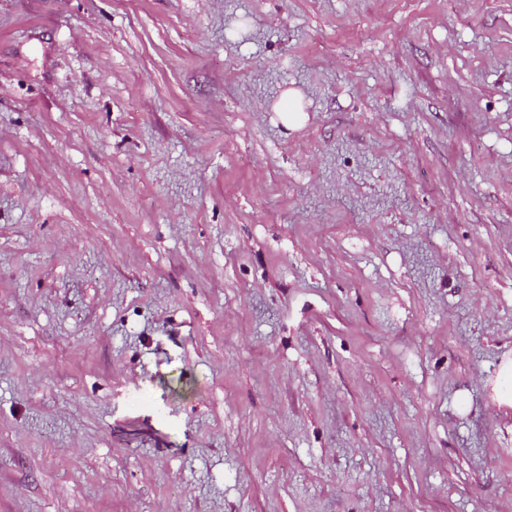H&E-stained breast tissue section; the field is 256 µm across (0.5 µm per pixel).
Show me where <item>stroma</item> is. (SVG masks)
Instances as JSON below:
<instances>
[{
	"label": "stroma",
	"instance_id": "stroma-1",
	"mask_svg": "<svg viewBox=\"0 0 512 512\" xmlns=\"http://www.w3.org/2000/svg\"><path fill=\"white\" fill-rule=\"evenodd\" d=\"M509 352L512 0H0V512H512ZM482 383L487 407L503 413L512 410V355H503L496 375Z\"/></svg>",
	"mask_w": 512,
	"mask_h": 512
}]
</instances>
